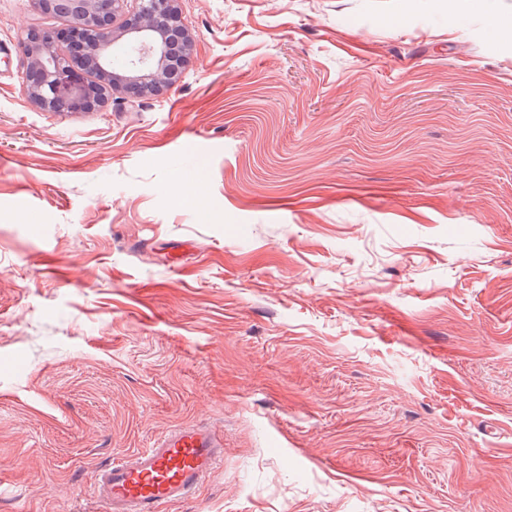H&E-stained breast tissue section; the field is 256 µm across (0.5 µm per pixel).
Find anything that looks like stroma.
Wrapping results in <instances>:
<instances>
[{
  "mask_svg": "<svg viewBox=\"0 0 512 512\" xmlns=\"http://www.w3.org/2000/svg\"><path fill=\"white\" fill-rule=\"evenodd\" d=\"M158 96L55 116L0 0V512H512V0H181ZM224 458V431L185 425L170 430L151 448L114 458L92 483L109 512H162L192 496Z\"/></svg>",
  "mask_w": 512,
  "mask_h": 512,
  "instance_id": "35a3bbf8",
  "label": "stroma"
}]
</instances>
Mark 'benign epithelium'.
Returning a JSON list of instances; mask_svg holds the SVG:
<instances>
[{"instance_id":"1","label":"benign epithelium","mask_w":512,"mask_h":512,"mask_svg":"<svg viewBox=\"0 0 512 512\" xmlns=\"http://www.w3.org/2000/svg\"><path fill=\"white\" fill-rule=\"evenodd\" d=\"M38 10L55 5L68 21L62 34L30 30L21 39L22 86L30 102L46 112H90L104 104L92 97L89 82L76 77L70 58L89 56L100 84L123 83L138 98L157 95L177 79L164 69L174 44L171 32L184 38L183 61L189 63L192 41L182 19L180 0H34Z\"/></svg>"}]
</instances>
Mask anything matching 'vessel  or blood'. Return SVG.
Masks as SVG:
<instances>
[{
    "label": "vessel or blood",
    "instance_id": "vessel-or-blood-1",
    "mask_svg": "<svg viewBox=\"0 0 512 512\" xmlns=\"http://www.w3.org/2000/svg\"><path fill=\"white\" fill-rule=\"evenodd\" d=\"M223 456L221 428L179 426L151 447L99 468L93 490L108 512H162L192 496Z\"/></svg>",
    "mask_w": 512,
    "mask_h": 512
}]
</instances>
